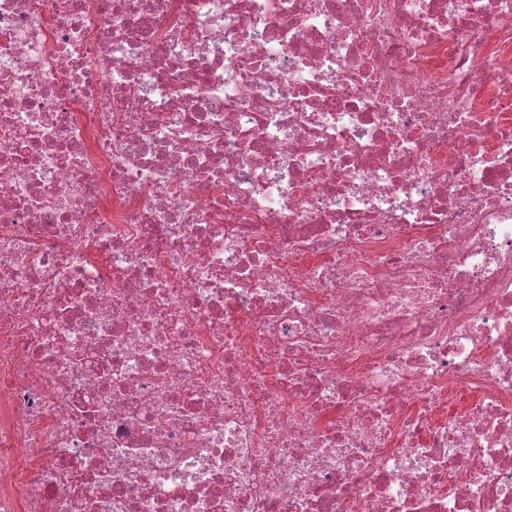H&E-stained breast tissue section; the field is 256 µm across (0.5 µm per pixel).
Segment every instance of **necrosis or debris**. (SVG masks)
Returning <instances> with one entry per match:
<instances>
[{"instance_id":"necrosis-or-debris-1","label":"necrosis or debris","mask_w":512,"mask_h":512,"mask_svg":"<svg viewBox=\"0 0 512 512\" xmlns=\"http://www.w3.org/2000/svg\"><path fill=\"white\" fill-rule=\"evenodd\" d=\"M0 512H512V0H0Z\"/></svg>"}]
</instances>
